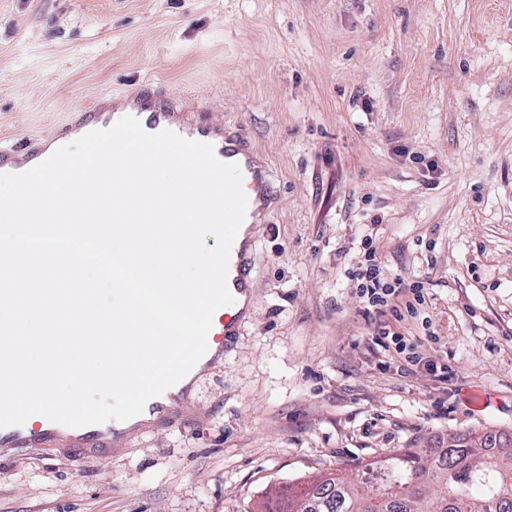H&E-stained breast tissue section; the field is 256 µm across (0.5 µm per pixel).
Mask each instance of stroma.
Returning a JSON list of instances; mask_svg holds the SVG:
<instances>
[{"instance_id": "35a3bbf8", "label": "stroma", "mask_w": 512, "mask_h": 512, "mask_svg": "<svg viewBox=\"0 0 512 512\" xmlns=\"http://www.w3.org/2000/svg\"><path fill=\"white\" fill-rule=\"evenodd\" d=\"M153 85L243 124L272 173L252 315L182 424L112 456H0V512H263L419 440L512 431V0H0V145ZM372 235L424 279L453 383L371 344Z\"/></svg>"}]
</instances>
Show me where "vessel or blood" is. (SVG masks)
Segmentation results:
<instances>
[{"label":"vessel or blood","instance_id":"vessel-or-blood-1","mask_svg":"<svg viewBox=\"0 0 512 512\" xmlns=\"http://www.w3.org/2000/svg\"><path fill=\"white\" fill-rule=\"evenodd\" d=\"M118 108L138 119L146 132L157 133L169 129L184 138L210 143L220 161L237 164L240 168L242 189L247 197L245 224L253 227L268 223L274 201L272 175L252 151L244 126L239 123L219 125L210 122L203 113L188 114L175 103L151 97L142 91L115 94L108 108L100 104L86 112L72 113L68 121L51 136L37 139L30 146H1L0 173L25 172L33 163L43 162L57 148L68 144L72 135L81 136L94 129L111 127L113 112ZM252 268L253 246L250 239L234 241L227 273V286L234 302L224 308L222 330L216 334V341L225 342L238 335L242 324L251 315L250 306L239 308L235 301L241 297H251L254 289ZM190 399L191 390L187 387L178 393L167 391L152 398L143 410L144 425L169 420ZM132 432V427L123 421L111 420L101 425L71 428L43 417L34 426L25 423L0 428V453L6 455L28 448H42L62 453L75 465L85 452H111Z\"/></svg>","mask_w":512,"mask_h":512}]
</instances>
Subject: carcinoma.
<instances>
[{"label": "carcinoma", "mask_w": 512, "mask_h": 512, "mask_svg": "<svg viewBox=\"0 0 512 512\" xmlns=\"http://www.w3.org/2000/svg\"><path fill=\"white\" fill-rule=\"evenodd\" d=\"M266 512H512V433L454 431L276 490Z\"/></svg>", "instance_id": "cac0c4a2"}]
</instances>
